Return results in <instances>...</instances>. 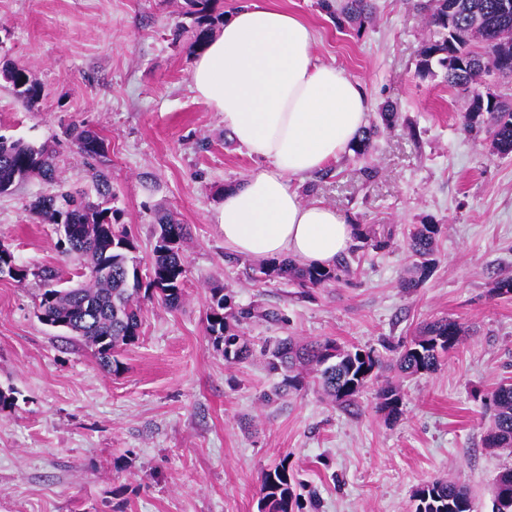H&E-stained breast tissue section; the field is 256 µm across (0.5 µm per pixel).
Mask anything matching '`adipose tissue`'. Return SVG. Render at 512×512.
Wrapping results in <instances>:
<instances>
[{"instance_id": "adipose-tissue-1", "label": "adipose tissue", "mask_w": 512, "mask_h": 512, "mask_svg": "<svg viewBox=\"0 0 512 512\" xmlns=\"http://www.w3.org/2000/svg\"><path fill=\"white\" fill-rule=\"evenodd\" d=\"M309 25L245 0L195 59L191 88L259 164L224 195L217 221L234 254L333 266L354 227L336 207L304 201L298 185L346 152L368 122L356 78L318 63Z\"/></svg>"}]
</instances>
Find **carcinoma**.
<instances>
[{
  "label": "carcinoma",
  "instance_id": "1",
  "mask_svg": "<svg viewBox=\"0 0 512 512\" xmlns=\"http://www.w3.org/2000/svg\"><path fill=\"white\" fill-rule=\"evenodd\" d=\"M501 0H427L421 6L428 24L440 35L422 43L418 50V73L435 75L433 65L442 70L450 87L465 92L475 90L492 71L512 77V14L503 18ZM214 0H187L186 15L192 19V47L198 51L214 34L222 16L214 14ZM323 11L337 22L360 20L371 13V0H320ZM0 77L7 82L18 100L32 107L42 95V86L30 69L17 62L0 65ZM464 127L469 132L484 131L500 154L512 153V106L493 93L471 96L464 113ZM398 120V110L387 104L378 119L364 128L355 152L367 155L374 147L380 129ZM76 152L88 164L104 156L106 145L99 132L75 123L64 130ZM36 177L52 187L29 203V211L38 220L52 224L59 236V247L75 257L84 281L73 288L61 285L50 269L31 272L17 262L15 255L3 261L0 276L22 283L32 275L40 282L38 309L41 320L75 337L94 349L103 367L117 373L121 363L116 350L140 338V301H156L168 308L178 307L184 298L187 258L183 245L187 225L171 212H160L152 255L145 263L144 281L136 277L139 264L134 237L121 224L123 212L114 207V193L107 175L93 172L94 193L67 190L55 163V151L43 144L35 147L21 140L0 135V194H9L22 181ZM441 224H416L409 234L408 245L414 263L400 282L407 293L417 288L432 273L436 264L437 237ZM360 248L382 249L391 237L373 228L360 229L356 235ZM251 279L265 283L288 280L302 288H321L350 274L349 262L336 261L330 268L304 267L287 259H263L250 266ZM255 319L283 323L284 316L273 309L243 307L231 292L216 285L210 289L206 314V332L214 348L228 365H236L258 352L269 372L281 376L274 395L299 393L311 376L319 380L322 393L342 405L356 401L369 381L387 368L384 359L373 350L345 348L331 339L297 341L291 336L273 337L255 349L242 331ZM464 330L460 323L446 317L433 319L403 346L392 368L402 375L432 373L441 358L459 346ZM491 411L483 443L487 448L512 450V382L500 383L484 397ZM376 408L388 420L403 414L400 391L386 385L377 391ZM296 479L288 462L264 473L260 487L259 512H294L297 506ZM492 512H503L512 498V468L499 473L493 483ZM415 512H474L470 490L453 479L423 484L415 493Z\"/></svg>",
  "mask_w": 512,
  "mask_h": 512
}]
</instances>
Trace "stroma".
<instances>
[{"instance_id":"stroma-1","label":"stroma","mask_w":512,"mask_h":512,"mask_svg":"<svg viewBox=\"0 0 512 512\" xmlns=\"http://www.w3.org/2000/svg\"><path fill=\"white\" fill-rule=\"evenodd\" d=\"M269 2L313 28L318 62L357 78L371 113L387 103L400 113L369 155L347 151L327 178L301 183L304 199L392 233L385 249L360 252L345 280L307 293L252 282L224 246V192L256 162L190 88L191 39L175 32L192 24L185 0H0V61L26 64L43 87L29 108L0 80V135L54 143L67 184L85 188L90 167L62 127L101 133L98 167L141 261L157 211L189 227L184 303H143L140 339L122 348L116 374L41 323L36 278H0V389L15 397L0 411V512H259L262 475L283 461L303 485L298 512H414L415 490L448 477L470 488L475 512H491L493 479L512 465L482 443L483 398L512 379V298L492 292L512 276V154L464 129L466 92L419 75L417 50L433 35L420 0H372L369 18L341 26L319 0ZM46 189L33 178L0 195V243L72 280L76 263L53 225L28 210ZM429 220L445 227L435 269L403 292L409 231ZM214 285L285 316L245 325L254 343L330 338L388 359L440 317L457 320L465 341L435 372L396 378L394 422L377 412L373 384L348 407L312 384L267 405L258 396L277 377L263 358L226 365L206 332Z\"/></svg>"}]
</instances>
